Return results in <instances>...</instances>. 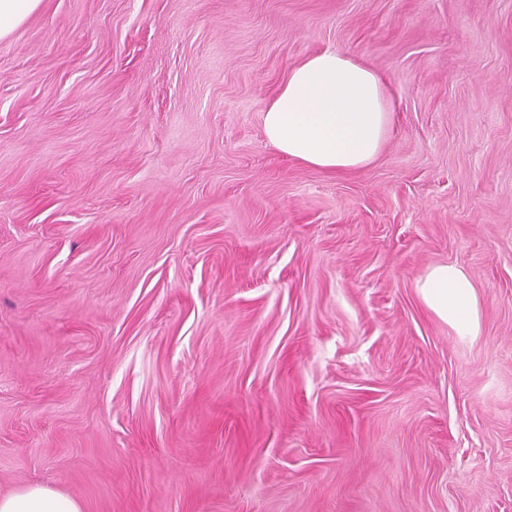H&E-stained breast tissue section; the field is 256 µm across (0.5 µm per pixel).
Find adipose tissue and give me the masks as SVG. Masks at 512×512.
<instances>
[{
  "mask_svg": "<svg viewBox=\"0 0 512 512\" xmlns=\"http://www.w3.org/2000/svg\"><path fill=\"white\" fill-rule=\"evenodd\" d=\"M392 120L390 95L381 77L350 53L325 50L288 69L263 114V132L279 153L312 168L344 173L376 160ZM416 288L438 320L459 335H478V298L462 267L433 265ZM0 512L81 510L75 500L34 485L0 496Z\"/></svg>",
  "mask_w": 512,
  "mask_h": 512,
  "instance_id": "ef3b65f1",
  "label": "adipose tissue"
}]
</instances>
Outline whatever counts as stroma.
I'll return each mask as SVG.
<instances>
[{"label": "stroma", "mask_w": 512, "mask_h": 512, "mask_svg": "<svg viewBox=\"0 0 512 512\" xmlns=\"http://www.w3.org/2000/svg\"><path fill=\"white\" fill-rule=\"evenodd\" d=\"M393 93L279 154L289 67ZM467 271L480 332L423 305ZM81 512H512V0H42L0 39V496ZM393 120L381 77L344 51L290 67L263 112L266 140L281 154L330 173L373 163ZM0 512H81L79 504L50 488L34 485L0 496Z\"/></svg>", "instance_id": "35a3bbf8"}]
</instances>
